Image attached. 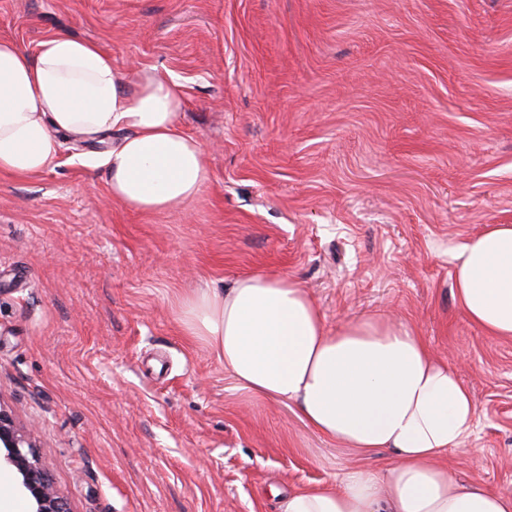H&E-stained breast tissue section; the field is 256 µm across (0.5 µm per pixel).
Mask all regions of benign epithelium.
I'll return each instance as SVG.
<instances>
[{
	"instance_id": "benign-epithelium-1",
	"label": "benign epithelium",
	"mask_w": 512,
	"mask_h": 512,
	"mask_svg": "<svg viewBox=\"0 0 512 512\" xmlns=\"http://www.w3.org/2000/svg\"><path fill=\"white\" fill-rule=\"evenodd\" d=\"M13 469L22 492L31 503V512H72L40 465L29 437L0 405V466Z\"/></svg>"
}]
</instances>
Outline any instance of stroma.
Masks as SVG:
<instances>
[{"label": "stroma", "mask_w": 512, "mask_h": 512, "mask_svg": "<svg viewBox=\"0 0 512 512\" xmlns=\"http://www.w3.org/2000/svg\"><path fill=\"white\" fill-rule=\"evenodd\" d=\"M59 32L176 81L211 173L175 210L114 203L87 161L115 130L0 174V404L73 512H279L388 463L182 334V295L254 273L297 280L329 330H416L478 409L450 471L512 492V340L454 292L457 248L512 224V0H0L29 53Z\"/></svg>", "instance_id": "obj_1"}]
</instances>
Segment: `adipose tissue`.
<instances>
[{"instance_id": "obj_1", "label": "adipose tissue", "mask_w": 512, "mask_h": 512, "mask_svg": "<svg viewBox=\"0 0 512 512\" xmlns=\"http://www.w3.org/2000/svg\"><path fill=\"white\" fill-rule=\"evenodd\" d=\"M178 85L158 76L122 83L110 55L68 34L36 54L0 39V173L29 177L58 160L62 136L120 130L96 162L113 200L160 212L197 198L210 172L179 128ZM456 296L466 317L512 339V225L496 224L457 252ZM184 335L203 340L247 391L293 404L325 437L385 448L387 467H344L335 486L295 490L281 512H512V493L457 483L446 464L477 417L448 361L402 323L367 318L331 332L293 279L262 274L180 301Z\"/></svg>"}]
</instances>
